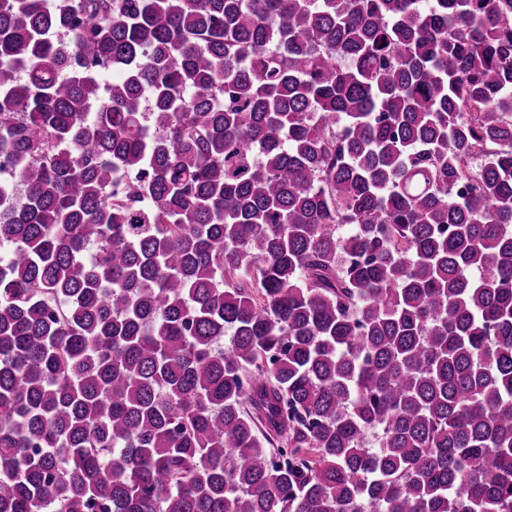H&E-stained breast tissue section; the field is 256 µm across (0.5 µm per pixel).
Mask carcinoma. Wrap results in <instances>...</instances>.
I'll return each mask as SVG.
<instances>
[{
  "mask_svg": "<svg viewBox=\"0 0 512 512\" xmlns=\"http://www.w3.org/2000/svg\"><path fill=\"white\" fill-rule=\"evenodd\" d=\"M0 160V512H512V0H0Z\"/></svg>",
  "mask_w": 512,
  "mask_h": 512,
  "instance_id": "carcinoma-1",
  "label": "carcinoma"
}]
</instances>
